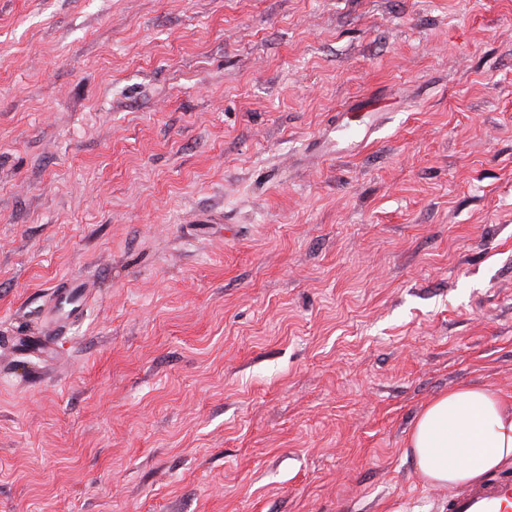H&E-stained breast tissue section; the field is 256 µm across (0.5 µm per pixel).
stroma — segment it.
<instances>
[{
  "label": "stroma",
  "instance_id": "stroma-1",
  "mask_svg": "<svg viewBox=\"0 0 512 512\" xmlns=\"http://www.w3.org/2000/svg\"><path fill=\"white\" fill-rule=\"evenodd\" d=\"M461 386L512 399V0H0V512H443ZM76 291H78L80 293V296L77 301L72 302L71 296ZM89 296L90 295L87 290L79 288L78 278L74 277V276L71 277L67 282L66 288H62V290L60 291V293L57 297L56 304L48 312V318H49L50 322L55 325L64 322L62 318H58L55 315V312H56L55 309H56L58 302L68 308L66 319H70V318L76 319L82 314L84 306L87 303Z\"/></svg>",
  "mask_w": 512,
  "mask_h": 512
}]
</instances>
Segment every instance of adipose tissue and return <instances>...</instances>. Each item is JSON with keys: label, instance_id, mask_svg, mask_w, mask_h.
<instances>
[{"label": "adipose tissue", "instance_id": "obj_1", "mask_svg": "<svg viewBox=\"0 0 512 512\" xmlns=\"http://www.w3.org/2000/svg\"><path fill=\"white\" fill-rule=\"evenodd\" d=\"M408 450L430 485L478 482L512 464V402L482 387L441 393L418 416Z\"/></svg>", "mask_w": 512, "mask_h": 512}]
</instances>
